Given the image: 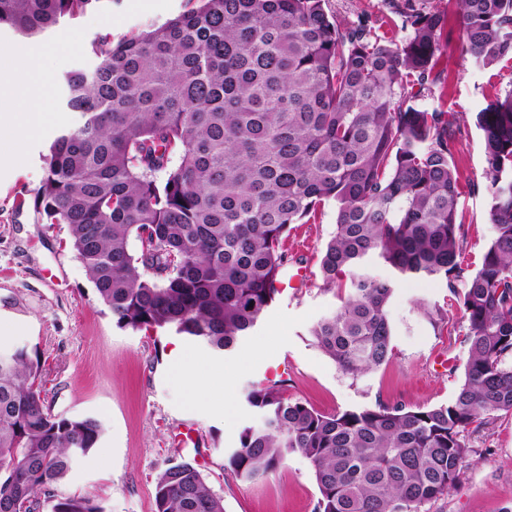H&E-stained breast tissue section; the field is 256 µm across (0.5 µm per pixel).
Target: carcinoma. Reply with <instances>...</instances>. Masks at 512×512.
<instances>
[{"label":"carcinoma","instance_id":"obj_1","mask_svg":"<svg viewBox=\"0 0 512 512\" xmlns=\"http://www.w3.org/2000/svg\"><path fill=\"white\" fill-rule=\"evenodd\" d=\"M94 0H0V27L34 37ZM165 24L86 47L90 72L63 78L78 115L45 157L35 210L67 227L97 299L122 328L170 330L217 355L236 349L280 294L284 241L327 204L336 234L320 251L324 288L341 304L311 330L354 377L393 357L388 304L397 278L445 282L468 322L464 380L436 406L320 413L254 387L228 455L253 481L298 453L311 465L315 512H423L460 482L470 433L512 414V90L476 114L489 221L481 266L462 267L455 119L435 96L446 11L389 0L405 38L326 0H188ZM461 53L478 68L512 62V0H456ZM348 271V280L336 276ZM41 363L0 347V512H103L55 485L96 447L90 416L55 413ZM154 512H224L195 465L155 479Z\"/></svg>","mask_w":512,"mask_h":512}]
</instances>
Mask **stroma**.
Segmentation results:
<instances>
[{
	"instance_id": "35a3bbf8",
	"label": "stroma",
	"mask_w": 512,
	"mask_h": 512,
	"mask_svg": "<svg viewBox=\"0 0 512 512\" xmlns=\"http://www.w3.org/2000/svg\"><path fill=\"white\" fill-rule=\"evenodd\" d=\"M186 0H98L94 7L38 38L0 29V64L19 46L42 50L51 73L47 110L55 119L45 135L21 144V161L0 170V322L24 329L8 341L27 347L42 366L44 395L54 412L91 416L103 427L99 444L55 487L61 496L88 494L104 512H153L154 480L171 458L191 462L208 475L224 500V512H314L319 496L308 461L291 454L275 471L245 482L225 466L243 425L258 423L245 401L255 386L278 385L288 398L324 413L379 403L435 406L448 402L461 384L467 357V322L445 284L397 281L389 303L394 358L355 378L342 372L316 345L310 329L339 305L324 291L318 254L336 232V212L325 206L311 224L293 225L286 240L287 267L303 258L304 287L282 290L261 323L236 351L215 356L197 345L205 365L226 370L224 396L236 407L225 419L219 407L204 410L188 401L185 385L171 377L170 363L183 337L166 331L118 327L98 301L83 266L67 244V227L50 224L31 202L44 175L43 157L60 129L76 116L63 106V76L89 71L86 45L101 34L120 38L157 27L181 14ZM330 13L349 20L367 15L378 34L405 36L399 15L386 0H327ZM444 92L425 99L427 108L456 114L459 218L463 265L475 272L495 234L483 193L484 142L475 116L512 88V68L481 70L449 42L438 66ZM439 308L445 320L425 311ZM253 351L245 368L240 353ZM475 453L465 464L459 489L427 503L424 512H512V416L500 414L471 436Z\"/></svg>"
}]
</instances>
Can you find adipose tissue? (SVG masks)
Masks as SVG:
<instances>
[{"label":"adipose tissue","mask_w":512,"mask_h":512,"mask_svg":"<svg viewBox=\"0 0 512 512\" xmlns=\"http://www.w3.org/2000/svg\"><path fill=\"white\" fill-rule=\"evenodd\" d=\"M39 58L38 51L18 49L13 66L0 71V140L41 137L52 122L45 109L48 77ZM173 355V374L188 385L192 404H210L214 386L212 375L194 353L178 347Z\"/></svg>","instance_id":"ef3b65f1"}]
</instances>
